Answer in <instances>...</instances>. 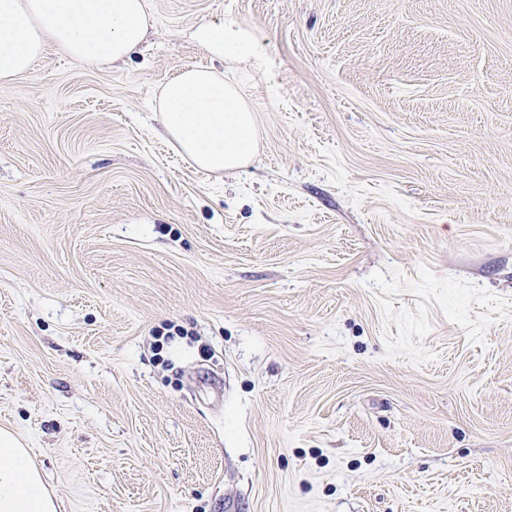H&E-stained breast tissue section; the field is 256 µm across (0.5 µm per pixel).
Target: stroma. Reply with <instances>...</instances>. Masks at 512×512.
Wrapping results in <instances>:
<instances>
[{
  "label": "stroma",
  "instance_id": "stroma-1",
  "mask_svg": "<svg viewBox=\"0 0 512 512\" xmlns=\"http://www.w3.org/2000/svg\"><path fill=\"white\" fill-rule=\"evenodd\" d=\"M153 9L0 83V428L61 512H512V0ZM223 18L205 174L152 106ZM193 42L211 60L246 62L256 55L253 34L233 20L202 21L191 33Z\"/></svg>",
  "mask_w": 512,
  "mask_h": 512
}]
</instances>
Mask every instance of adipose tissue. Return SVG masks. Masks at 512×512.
<instances>
[{"mask_svg": "<svg viewBox=\"0 0 512 512\" xmlns=\"http://www.w3.org/2000/svg\"><path fill=\"white\" fill-rule=\"evenodd\" d=\"M154 22L152 0H0V82L30 70L47 48L88 64L127 56ZM191 38L208 57L162 88L157 110L168 139L196 168L246 166L255 151V117L218 62L256 55L253 34L235 21H203ZM25 444L0 429V512H59Z\"/></svg>", "mask_w": 512, "mask_h": 512, "instance_id": "obj_1", "label": "adipose tissue"}]
</instances>
